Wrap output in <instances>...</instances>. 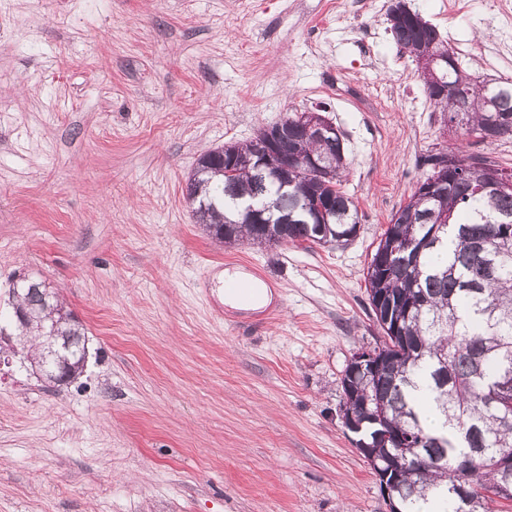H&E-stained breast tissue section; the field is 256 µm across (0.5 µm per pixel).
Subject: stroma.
I'll use <instances>...</instances> for the list:
<instances>
[{
  "label": "stroma",
  "instance_id": "35a3bbf8",
  "mask_svg": "<svg viewBox=\"0 0 512 512\" xmlns=\"http://www.w3.org/2000/svg\"><path fill=\"white\" fill-rule=\"evenodd\" d=\"M407 2L473 78L512 82V33L481 0ZM389 5L0 0V312L41 279L89 347L67 385L0 364V512H388L339 415L351 354L380 334L370 257L421 155L455 144L512 170V138L443 123ZM317 110L345 134L356 237L205 235L197 158ZM229 262L272 283L257 334L228 323Z\"/></svg>",
  "mask_w": 512,
  "mask_h": 512
}]
</instances>
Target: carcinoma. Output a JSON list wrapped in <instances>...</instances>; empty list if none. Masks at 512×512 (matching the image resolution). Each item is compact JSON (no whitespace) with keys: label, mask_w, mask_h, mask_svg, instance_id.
I'll return each instance as SVG.
<instances>
[{"label":"carcinoma","mask_w":512,"mask_h":512,"mask_svg":"<svg viewBox=\"0 0 512 512\" xmlns=\"http://www.w3.org/2000/svg\"><path fill=\"white\" fill-rule=\"evenodd\" d=\"M398 45L414 43L434 53L450 52L441 45L436 28L415 11L407 10L400 24L390 26ZM440 78L457 87V109L436 99L448 122L462 115L467 135L482 143L481 131L497 121L512 136V83L480 82L445 67ZM299 155L329 161V177L309 179L307 170L288 173V188L279 178L259 175L255 146L249 141L232 145L234 170L224 173V149L201 155L202 164L189 178L187 197L196 223L226 244L253 242L265 232L261 224H237L239 203L262 183L264 196L274 202L271 230L288 219L285 232L293 244L342 245L360 224L357 205L341 190L347 168L346 147L310 135L300 126L291 133ZM327 203L328 219L314 213L313 201ZM447 223L427 220L431 210ZM512 192L497 194L478 186L474 174L460 175L448 184L440 203L418 193L392 214L390 224L372 255L367 271L369 305L383 295L390 305L373 318L388 317L399 324L390 337L382 372L345 370L343 403L354 415L348 431L357 435L365 457L382 462L398 454L403 469L397 475L375 474L379 483L392 486L400 512H460L462 498L456 485H465L468 512H496L497 501L486 496L502 483L500 463L512 458V405L500 400L495 382L512 375ZM21 298L13 311L42 307L41 283L21 280ZM72 337L71 366L56 384H67L81 374L79 357L85 348L80 322L71 317L61 324ZM49 322L35 321L23 333L30 362L44 364L41 343ZM424 383L428 395L444 416V430L428 426L418 411L414 391ZM390 433L397 441L378 447V437ZM472 452L466 479H460L456 461Z\"/></svg>","instance_id":"1"}]
</instances>
